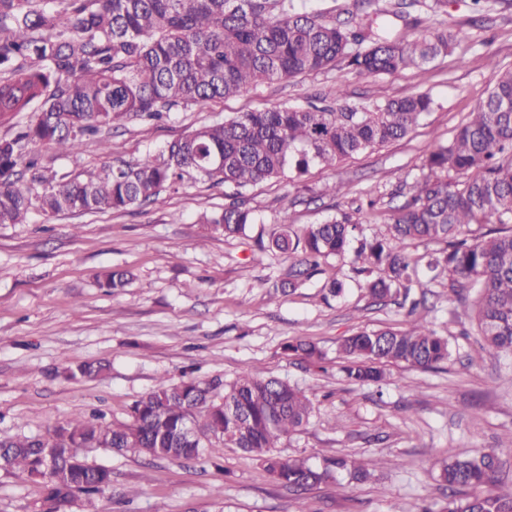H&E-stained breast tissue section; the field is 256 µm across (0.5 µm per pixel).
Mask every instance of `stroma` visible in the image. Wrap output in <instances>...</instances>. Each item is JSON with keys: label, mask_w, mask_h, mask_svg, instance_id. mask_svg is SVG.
Instances as JSON below:
<instances>
[{"label": "stroma", "mask_w": 512, "mask_h": 512, "mask_svg": "<svg viewBox=\"0 0 512 512\" xmlns=\"http://www.w3.org/2000/svg\"><path fill=\"white\" fill-rule=\"evenodd\" d=\"M427 24L463 29L465 36L425 71L405 69L366 77L340 66L272 83L218 100L211 109L168 113L159 121L129 117L107 131L110 150L86 142L76 156L42 153L62 175L99 170L156 154L168 140L216 120L274 105L333 100L343 90L353 105L419 92L431 113L406 137L337 163L312 168L287 182L267 181L246 191L257 221L233 237L199 224L201 213L222 209L225 188L187 182L158 202L125 211L34 214L27 224H0V440L41 437L75 415L123 422L130 406L159 383L192 375L230 381L252 373L305 391L313 404L306 425L279 448L282 457L317 464L343 455L377 465L365 483L338 474L293 491L253 457L216 448L193 460L150 458L132 450L87 448L89 463L112 470V487L87 502L76 495L65 512H445L443 460L496 449L502 462L480 494L512 492V353H489L474 322L471 301L437 285L423 316L446 337L452 355L431 370L388 367L381 386H353L336 349L360 329H407L404 309L372 303L364 278L337 264L344 291L325 297L323 277L282 294L273 291L285 264L259 250L281 211L296 224H317L337 205L357 206L375 196L366 236L384 230L394 190L422 178L426 147L452 139L489 90L490 61L512 69V7L487 0H448L446 12L420 9ZM343 186L340 199L325 195ZM130 271L132 282L110 293L96 277ZM302 339L317 346L322 366L284 351ZM102 364L90 381L56 374L63 362ZM39 485L0 470V512H47Z\"/></svg>", "instance_id": "stroma-1"}]
</instances>
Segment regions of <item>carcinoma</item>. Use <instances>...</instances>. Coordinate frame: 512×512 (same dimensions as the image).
<instances>
[{
  "label": "carcinoma",
  "instance_id": "1",
  "mask_svg": "<svg viewBox=\"0 0 512 512\" xmlns=\"http://www.w3.org/2000/svg\"><path fill=\"white\" fill-rule=\"evenodd\" d=\"M0 0V119L31 113L28 123L0 136V224H26L30 215L105 213L155 203L185 180L232 190L220 212L201 223L233 236L255 223L242 190L341 160L408 135L433 109L427 93L358 109L343 102L272 106L204 124L165 143L138 162L105 165L87 178L57 177L39 166L34 147L74 156L96 137L109 153L104 130L132 115L160 119L180 107L208 109L261 83L326 71L338 64L364 76L421 69L448 51L460 32L425 27L408 8H445L448 0H397L390 11L403 27L377 23L373 0L353 10L309 12L302 0ZM430 175L404 183L385 230L360 237L361 210L336 209L319 223L297 227L282 212L268 249L288 257L292 289L316 275L337 297L343 282L327 274L329 260L351 257L367 274V295L377 304L407 308L405 330L361 329L338 346L342 371L352 385L379 383L385 367L405 364L429 370L448 361V340L418 312L410 297L423 266L455 292L474 293L478 333L492 352H512V69L491 67L486 98L469 113L448 143L425 152ZM454 173L448 178L446 174ZM499 224L481 237L471 227ZM441 248L413 259L415 242ZM132 276L111 270L100 286L115 292ZM285 350L321 359L316 346L290 341ZM103 366L76 363L68 380L95 378ZM223 392H218V389ZM313 407L295 386L245 375L231 382L188 378L162 383L130 408L128 419L103 424L75 416L44 438L0 442V469L17 470L40 484L60 507L75 494L87 500L112 487V470L88 463L81 448H133L153 458L190 460L208 448H236L260 461L283 485L306 489L345 473L363 482L372 461L346 456L313 467L284 459L277 448L306 424ZM52 465H47V459ZM495 451L442 463L448 489L477 488L495 479ZM447 512H512V493L448 499Z\"/></svg>",
  "mask_w": 512,
  "mask_h": 512
}]
</instances>
